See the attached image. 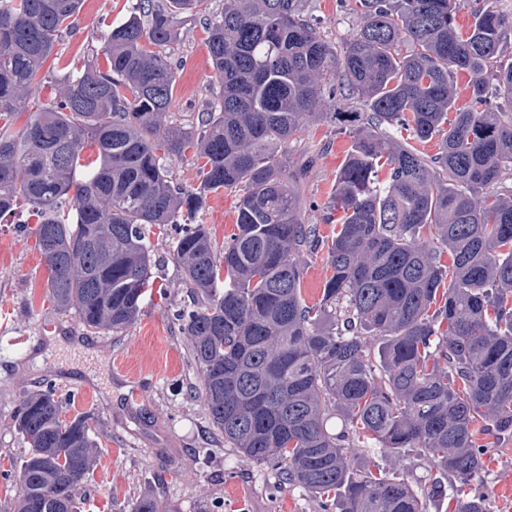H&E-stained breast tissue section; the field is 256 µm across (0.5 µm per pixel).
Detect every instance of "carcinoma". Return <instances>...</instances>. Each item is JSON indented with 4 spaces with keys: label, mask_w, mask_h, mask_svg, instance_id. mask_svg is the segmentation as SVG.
I'll return each instance as SVG.
<instances>
[{
    "label": "carcinoma",
    "mask_w": 512,
    "mask_h": 512,
    "mask_svg": "<svg viewBox=\"0 0 512 512\" xmlns=\"http://www.w3.org/2000/svg\"><path fill=\"white\" fill-rule=\"evenodd\" d=\"M81 2L0 0V216L22 200L41 217L52 306L91 334L127 328L151 293V228L169 230L192 294L175 320L225 445L323 512H423L406 482L350 464L360 438L393 455L421 448L470 484L479 434H512V62L501 59L512 15L492 0H360L338 48L303 0H224L207 23L216 98L185 128L166 120L177 76L162 48L207 0H136L102 38L106 65L43 75L58 94L35 103ZM345 102L366 112L324 204L327 238L302 219L288 144ZM435 137L430 157L409 144ZM189 152L201 181L188 189L165 159ZM220 190L237 192V218L219 258L200 213ZM320 253L330 275L309 306L301 285ZM62 411L50 380L16 411L30 445L16 512L44 498L77 512L98 443L90 417ZM133 512L168 510L145 496Z\"/></svg>",
    "instance_id": "1"
}]
</instances>
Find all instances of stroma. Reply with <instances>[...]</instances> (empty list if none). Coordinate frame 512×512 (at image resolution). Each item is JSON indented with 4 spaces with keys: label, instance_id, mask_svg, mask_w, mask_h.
I'll list each match as a JSON object with an SVG mask.
<instances>
[{
    "label": "stroma",
    "instance_id": "1",
    "mask_svg": "<svg viewBox=\"0 0 512 512\" xmlns=\"http://www.w3.org/2000/svg\"><path fill=\"white\" fill-rule=\"evenodd\" d=\"M132 0H84L73 33L64 35L45 64L55 70L86 59L108 25L125 19ZM306 13L334 44L357 27L359 0H306ZM204 16L183 26L167 53L177 67L170 118L195 125L217 90L206 47ZM352 144L347 126L315 122L288 145L297 162L312 160L304 197L325 203ZM236 197L210 195L202 222L216 252L235 230ZM26 204L0 219V512H14L16 466L27 445L15 427L20 402L53 379L60 394H74L67 417L88 415L98 453L78 491L80 512H131L142 497L164 501L170 512H323L320 498L289 486L277 471L243 458L224 445L200 398L202 377L189 343L172 319L191 302L173 258L170 237H150L154 288L133 325L119 333H85L78 317L53 310L46 300L48 270ZM485 468L472 486L449 480L417 448L401 458L374 442L355 443L356 466L400 478L422 492L425 512H455L459 499L477 488L487 512H512L502 479L512 474V436L485 437ZM444 494H431L432 485Z\"/></svg>",
    "mask_w": 512,
    "mask_h": 512
}]
</instances>
